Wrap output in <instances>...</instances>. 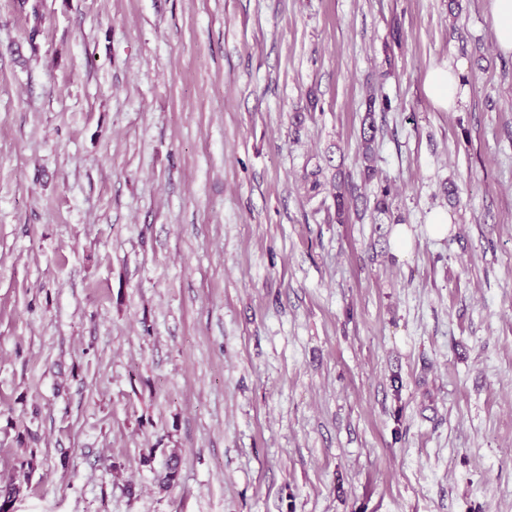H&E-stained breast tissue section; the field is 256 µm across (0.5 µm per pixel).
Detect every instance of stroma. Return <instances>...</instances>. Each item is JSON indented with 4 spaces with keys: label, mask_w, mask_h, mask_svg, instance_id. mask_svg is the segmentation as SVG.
<instances>
[{
    "label": "stroma",
    "mask_w": 512,
    "mask_h": 512,
    "mask_svg": "<svg viewBox=\"0 0 512 512\" xmlns=\"http://www.w3.org/2000/svg\"><path fill=\"white\" fill-rule=\"evenodd\" d=\"M0 512H512L489 0H0ZM461 71L448 65H438L431 68L425 78L428 97L435 107L445 111L455 110L465 101L459 94L462 84ZM375 104L376 99L374 97H370L366 103L367 109V119H369L368 127L365 129L363 127V131L361 133V154L365 163L364 174L368 179H373L376 174V169L374 168V158H375V140H376V132L377 129L374 124V120L372 115L375 112ZM332 189L336 222L342 224L348 215L350 204L358 199V196L355 195L357 188L345 182V180H338L332 184Z\"/></svg>",
    "instance_id": "35a3bbf8"
}]
</instances>
